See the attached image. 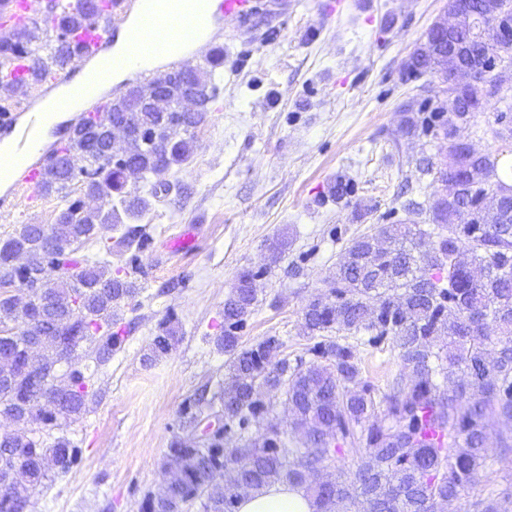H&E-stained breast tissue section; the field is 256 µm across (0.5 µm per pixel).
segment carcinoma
I'll return each instance as SVG.
<instances>
[{
  "mask_svg": "<svg viewBox=\"0 0 512 512\" xmlns=\"http://www.w3.org/2000/svg\"><path fill=\"white\" fill-rule=\"evenodd\" d=\"M98 9L96 0H82L73 13L62 10L22 27L16 40L0 42V60L29 53L31 79L43 80L49 68L75 57L70 34ZM189 71L186 83L165 90L173 111L147 109L158 92L155 80L133 85L83 118L46 166L40 193H66L79 179L86 195L101 200L99 208L69 200L55 223L22 224L0 237V348L13 355L0 363V416L26 424L18 410L23 403L39 422L33 434H0V480L19 471L35 490L49 473H66L82 461L81 448L69 438L48 444L42 432L61 430L86 412L95 393L81 368L83 347H93L99 365L121 348L125 336L112 325L140 293L132 279L140 268L133 259L110 270L103 262L112 254L108 241L93 257L60 264L56 255L75 253L103 228L122 223L124 215H142L151 199L169 193V184L151 177L189 160L192 131L206 122L216 91L201 69ZM507 80V69L489 71L471 98L485 106ZM114 124L126 129L123 138L112 139ZM445 125L437 109L421 122L406 117L402 132L437 137ZM479 163L486 183L463 188L460 198L446 204L434 200L432 230L383 224L380 249L368 235L351 240L326 280V292L303 311L301 329L312 340L303 355L281 356L277 336L241 346L240 332L255 311L258 292L256 272L238 275L214 336L228 356L219 395L224 427L197 439L202 399L183 403L184 434L174 435L163 463V473H174L177 482L162 499L146 493L141 512H185L197 501L202 512H237L242 495L278 482L304 488L316 512H447L448 504L478 484L490 439L501 449L498 461H512V206L494 224L479 222L480 203L493 202L491 192L505 185L491 155ZM432 236L431 249L422 250ZM150 241L144 225L130 226L120 237L139 250ZM18 253L31 258L29 267H15ZM20 310L30 322L17 328ZM158 331L142 357L146 365L181 340L170 314ZM32 334L42 337L36 351L28 344ZM385 344L398 349L403 373L380 395L363 376L359 349ZM58 361L66 365L63 382L69 386L60 407L40 376L41 368ZM273 392L292 406L295 440L267 421ZM346 450L359 459L353 474L308 478L309 469L324 467ZM30 504L0 488V512H26ZM465 512H512V491L468 500Z\"/></svg>",
  "mask_w": 512,
  "mask_h": 512,
  "instance_id": "cac0c4a2",
  "label": "carcinoma"
}]
</instances>
